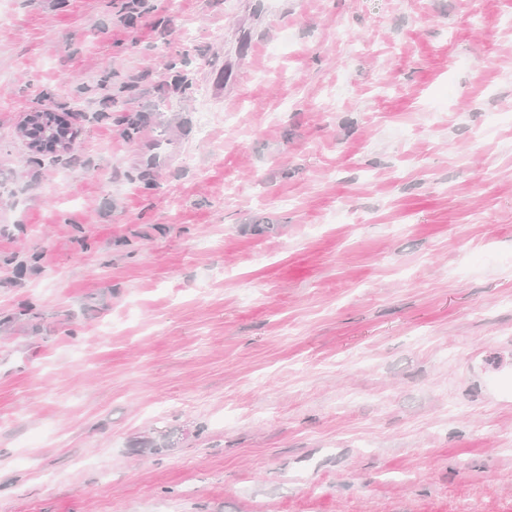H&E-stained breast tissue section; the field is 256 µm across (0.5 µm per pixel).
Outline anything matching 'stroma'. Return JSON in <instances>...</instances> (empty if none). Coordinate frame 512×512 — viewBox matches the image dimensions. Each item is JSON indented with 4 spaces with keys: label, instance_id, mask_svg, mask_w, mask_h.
<instances>
[{
    "label": "stroma",
    "instance_id": "stroma-1",
    "mask_svg": "<svg viewBox=\"0 0 512 512\" xmlns=\"http://www.w3.org/2000/svg\"><path fill=\"white\" fill-rule=\"evenodd\" d=\"M122 4L0 0V512H512V0ZM42 118L36 123L30 132L32 140L39 144L53 145L60 134L59 125L56 122L54 112L42 111ZM181 142L167 141L165 143L149 141L141 146L143 161L151 167L167 165L180 152Z\"/></svg>",
    "mask_w": 512,
    "mask_h": 512
}]
</instances>
